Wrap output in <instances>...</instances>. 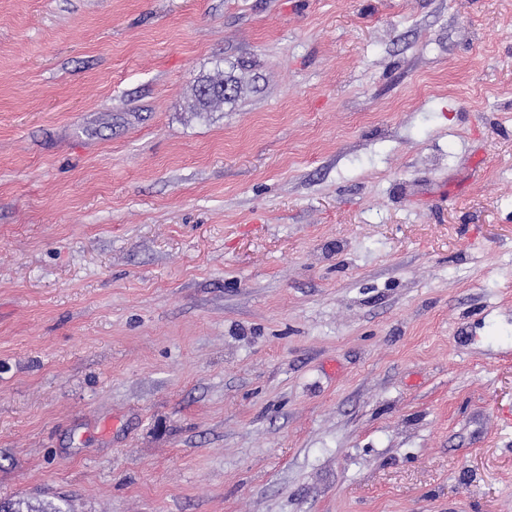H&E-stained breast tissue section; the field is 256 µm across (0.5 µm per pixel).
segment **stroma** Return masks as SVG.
Instances as JSON below:
<instances>
[{
  "mask_svg": "<svg viewBox=\"0 0 512 512\" xmlns=\"http://www.w3.org/2000/svg\"><path fill=\"white\" fill-rule=\"evenodd\" d=\"M0 497L512 512V0H0ZM227 83L232 84V80L224 79L202 81L198 89L205 88L207 91H204L201 95L197 91V111L210 112L214 105L230 99L231 96H226L224 94V85Z\"/></svg>",
  "mask_w": 512,
  "mask_h": 512,
  "instance_id": "stroma-1",
  "label": "stroma"
}]
</instances>
